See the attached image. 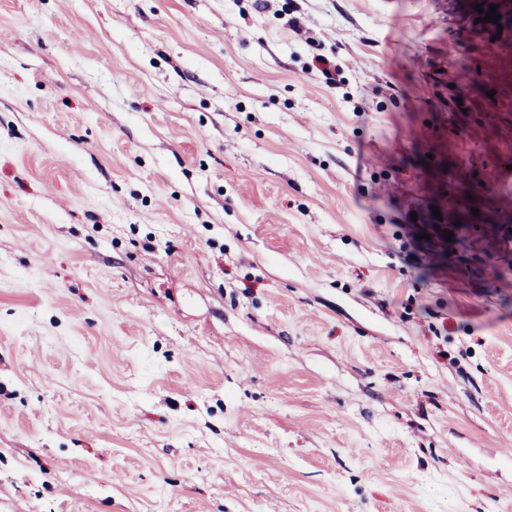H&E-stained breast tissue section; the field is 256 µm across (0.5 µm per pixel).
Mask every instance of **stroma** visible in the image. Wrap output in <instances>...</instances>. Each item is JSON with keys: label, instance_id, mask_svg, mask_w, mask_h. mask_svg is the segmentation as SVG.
<instances>
[{"label": "stroma", "instance_id": "35a3bbf8", "mask_svg": "<svg viewBox=\"0 0 512 512\" xmlns=\"http://www.w3.org/2000/svg\"><path fill=\"white\" fill-rule=\"evenodd\" d=\"M494 2L0 0V512H512Z\"/></svg>", "mask_w": 512, "mask_h": 512}]
</instances>
